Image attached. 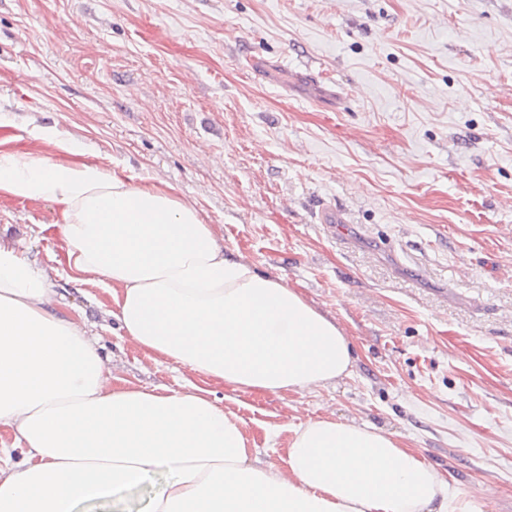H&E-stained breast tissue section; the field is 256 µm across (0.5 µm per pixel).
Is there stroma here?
I'll return each instance as SVG.
<instances>
[{
    "label": "stroma",
    "instance_id": "obj_1",
    "mask_svg": "<svg viewBox=\"0 0 512 512\" xmlns=\"http://www.w3.org/2000/svg\"><path fill=\"white\" fill-rule=\"evenodd\" d=\"M56 138L172 186L355 350L303 394L173 368L69 279L55 204L0 196L113 385L206 389L281 469L300 423L371 424L512 512V0H0V143Z\"/></svg>",
    "mask_w": 512,
    "mask_h": 512
}]
</instances>
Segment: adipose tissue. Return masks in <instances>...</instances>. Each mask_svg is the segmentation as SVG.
<instances>
[{
    "label": "adipose tissue",
    "instance_id": "1",
    "mask_svg": "<svg viewBox=\"0 0 512 512\" xmlns=\"http://www.w3.org/2000/svg\"><path fill=\"white\" fill-rule=\"evenodd\" d=\"M0 150V195L60 206L71 279L105 284L111 315L145 352L235 391L303 393L350 376L341 327L302 292L228 255L172 189L78 161ZM48 277L0 240V512H78L150 477L147 512H477L447 476L380 428L331 416L300 424L287 467L262 465L240 419L204 389L112 385Z\"/></svg>",
    "mask_w": 512,
    "mask_h": 512
}]
</instances>
